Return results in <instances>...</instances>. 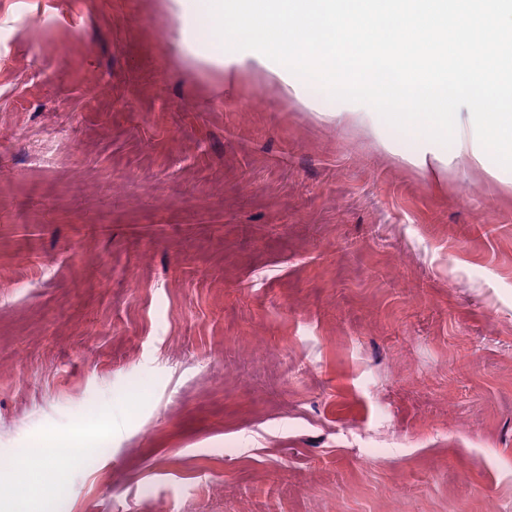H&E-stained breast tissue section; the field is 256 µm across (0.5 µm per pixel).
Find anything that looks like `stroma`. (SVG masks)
<instances>
[{
	"label": "stroma",
	"instance_id": "35a3bbf8",
	"mask_svg": "<svg viewBox=\"0 0 512 512\" xmlns=\"http://www.w3.org/2000/svg\"><path fill=\"white\" fill-rule=\"evenodd\" d=\"M168 5L0 0V460L113 416L0 512H512V173L432 186ZM79 434L92 439L99 447H105L112 441V419L101 413H91L82 421Z\"/></svg>",
	"mask_w": 512,
	"mask_h": 512
}]
</instances>
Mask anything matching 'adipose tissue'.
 <instances>
[{
	"label": "adipose tissue",
	"mask_w": 512,
	"mask_h": 512,
	"mask_svg": "<svg viewBox=\"0 0 512 512\" xmlns=\"http://www.w3.org/2000/svg\"><path fill=\"white\" fill-rule=\"evenodd\" d=\"M171 25L170 43L173 51L184 58H192L198 63L219 69L240 66L243 63H255L254 55L231 57L224 55L219 47L218 38L212 37V21L207 16V8L201 0H170ZM461 142L452 149H444L427 140H414L400 132H393V139L406 146V159L416 166L430 180H437L443 167L449 162L474 167L478 160L473 154V132L468 113H461ZM60 448L58 437L36 434L26 447L17 449L10 458L7 467L22 475L29 470L45 465Z\"/></svg>",
	"instance_id": "obj_1"
}]
</instances>
